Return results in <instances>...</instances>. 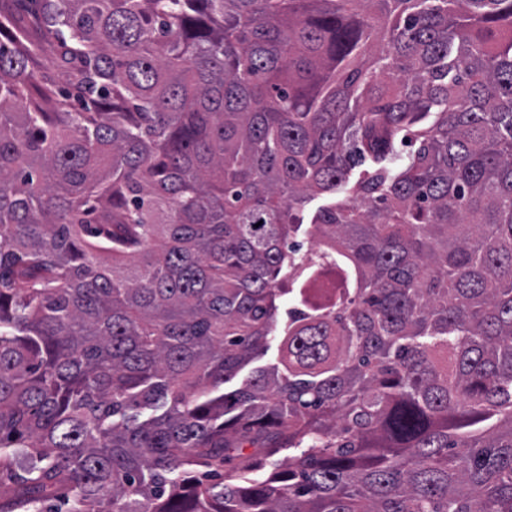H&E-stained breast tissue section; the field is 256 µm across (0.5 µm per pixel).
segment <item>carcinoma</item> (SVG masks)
Here are the masks:
<instances>
[{
  "label": "carcinoma",
  "instance_id": "1",
  "mask_svg": "<svg viewBox=\"0 0 512 512\" xmlns=\"http://www.w3.org/2000/svg\"><path fill=\"white\" fill-rule=\"evenodd\" d=\"M3 474L512 512V0H0Z\"/></svg>",
  "mask_w": 512,
  "mask_h": 512
}]
</instances>
